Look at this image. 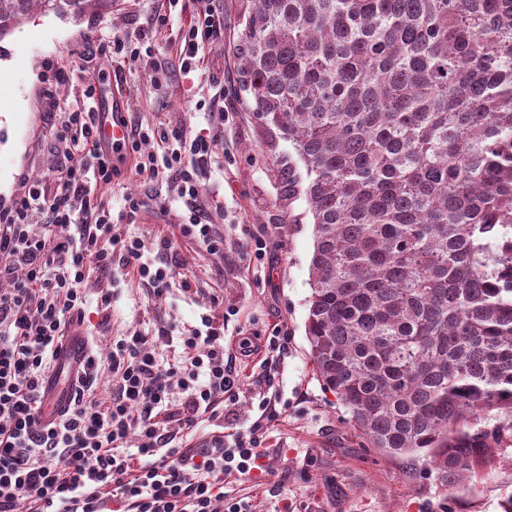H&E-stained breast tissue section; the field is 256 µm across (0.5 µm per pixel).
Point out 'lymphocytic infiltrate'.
<instances>
[{
	"mask_svg": "<svg viewBox=\"0 0 512 512\" xmlns=\"http://www.w3.org/2000/svg\"><path fill=\"white\" fill-rule=\"evenodd\" d=\"M193 22L182 29L177 66L195 68L200 46L224 33L221 0H196ZM101 57L129 53L152 82L168 79L146 34L99 44ZM53 135L70 155L53 172L54 193L27 183L0 208V512H251L249 501L228 497L227 478H250L265 458L264 418L245 433L213 436L203 447L184 439L203 417H217L237 388L234 365L224 357V318L205 314L199 328L183 331L159 322L153 330H127L107 353H89L70 405L50 423L39 409L57 347L73 322L84 319L83 285L91 272L133 271L150 297H164L174 264L145 260L141 238L112 234V210L92 203V188L111 184L126 158L134 173L169 174L180 183L185 233L223 254L199 205V178L210 168L214 139L184 128L136 125L123 156L102 144L92 112L64 113ZM160 141V153L143 144ZM85 163L76 164L72 155ZM46 224L32 228L33 212Z\"/></svg>",
	"mask_w": 512,
	"mask_h": 512,
	"instance_id": "lymphocytic-infiltrate-1",
	"label": "lymphocytic infiltrate"
}]
</instances>
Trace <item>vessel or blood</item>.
Masks as SVG:
<instances>
[{"label": "vessel or blood", "mask_w": 512, "mask_h": 512, "mask_svg": "<svg viewBox=\"0 0 512 512\" xmlns=\"http://www.w3.org/2000/svg\"><path fill=\"white\" fill-rule=\"evenodd\" d=\"M95 113L101 140L116 147L126 146L130 124L126 96L120 81H113L109 104H97ZM87 353L84 337L77 332H70L57 352L55 372L50 378L49 397L40 409L42 420L54 419L68 405L72 397L73 378Z\"/></svg>", "instance_id": "1"}]
</instances>
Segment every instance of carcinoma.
Returning a JSON list of instances; mask_svg holds the SVG:
<instances>
[{"label": "carcinoma", "instance_id": "1", "mask_svg": "<svg viewBox=\"0 0 512 512\" xmlns=\"http://www.w3.org/2000/svg\"><path fill=\"white\" fill-rule=\"evenodd\" d=\"M0 0V39L33 7ZM240 91L313 225L305 337L363 448L445 490L512 446V0H239Z\"/></svg>", "mask_w": 512, "mask_h": 512}]
</instances>
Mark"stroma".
<instances>
[{
	"instance_id": "1",
	"label": "stroma",
	"mask_w": 512,
	"mask_h": 512,
	"mask_svg": "<svg viewBox=\"0 0 512 512\" xmlns=\"http://www.w3.org/2000/svg\"><path fill=\"white\" fill-rule=\"evenodd\" d=\"M236 2L224 0V34L200 48L197 69L172 72L158 85L138 64L96 58V48L149 32L159 60L175 62L178 31L193 17L195 0H179L161 29L150 24L157 0H118L111 13L89 11L78 19L37 9L1 38L0 205L9 203L26 181L55 191L52 171L66 146L53 140L52 126L62 113L82 106L83 86L101 70L121 80L131 122L217 135L216 161L200 182V201L220 205L212 231L223 237L225 255H212L183 233L184 205L175 180H146L125 167L111 186L98 188L112 206L113 235L141 238L151 261L158 258L154 240L170 238L178 274L166 298L154 300L125 270L115 269L108 278L91 272L84 283L87 328L100 320L101 290L112 291L110 323L104 334L95 335V350L105 351L113 336L129 328L159 320L196 326L202 314L224 313V352L236 359L239 396L224 418L202 421L188 437L189 447L199 448L220 434L224 422L245 431L258 418L256 395L265 388L261 354L269 337H287L285 358L273 371L279 401L264 433L265 469L234 486L252 512H502L501 501L512 495V448L502 449L468 485L442 490L423 462L360 447L343 408L317 380L304 336L313 226L304 215L305 200L293 205L302 216L297 224L287 222L278 204L272 160L292 147L284 141L269 145L243 102L235 66ZM51 64L65 78L48 87L43 74ZM213 106L229 114L223 129L213 127ZM128 195L145 202L132 217L124 208ZM160 201L168 209L163 216L157 212ZM254 239L265 242V256L239 257V242ZM244 338L251 343L247 353L240 347Z\"/></svg>"
}]
</instances>
